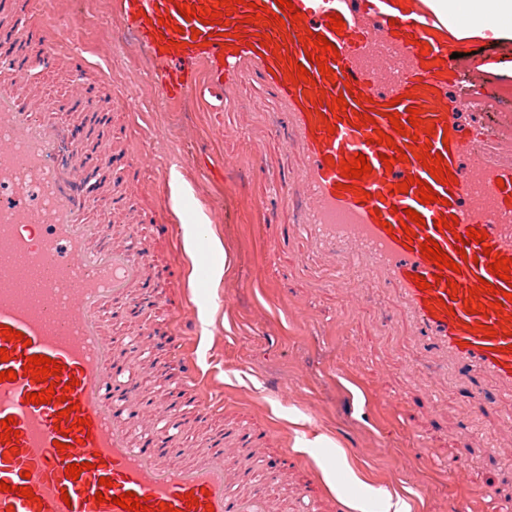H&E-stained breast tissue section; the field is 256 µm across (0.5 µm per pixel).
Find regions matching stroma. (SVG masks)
<instances>
[{"label":"stroma","instance_id":"obj_1","mask_svg":"<svg viewBox=\"0 0 512 512\" xmlns=\"http://www.w3.org/2000/svg\"><path fill=\"white\" fill-rule=\"evenodd\" d=\"M39 12L65 33L56 66L23 49L31 84L45 96L80 85L118 99L127 90L125 63L144 74L154 67L136 43H113L112 0H40ZM74 51L86 59L78 75L67 62ZM241 100L237 111H225L205 87L179 110L154 98L139 111L112 114L116 128L136 134V148L167 145L142 203L171 210L167 180L179 169L193 189L187 208L204 210L229 254L218 288L200 274L168 284L149 304L145 324L122 328L131 337L144 325L163 331L158 342L142 340L141 387L153 386L152 364L174 360V341L183 338L200 367L199 389L216 405L213 426L264 430L263 458L296 454L281 489L286 501L305 491L318 512H353L363 490L338 471L342 455L368 485L398 491L411 512H456L464 495L473 512H489L485 490L512 486V429L503 422L512 393L486 387L481 404L467 379L440 378L415 352L413 330L382 280L356 274L336 293L324 283L329 261L308 254L303 240L282 243L294 220L287 204L271 197L263 208L247 206L267 184L289 181L295 158L282 148L287 129L274 120L273 104L251 88ZM228 125L236 137L225 138ZM197 155L223 162V181L190 165ZM319 435L327 442L314 452L297 449L298 439ZM458 448L470 458L461 480L441 468ZM327 467L337 471V489L324 480Z\"/></svg>","mask_w":512,"mask_h":512}]
</instances>
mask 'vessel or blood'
Masks as SVG:
<instances>
[{
  "label": "vessel or blood",
  "mask_w": 512,
  "mask_h": 512,
  "mask_svg": "<svg viewBox=\"0 0 512 512\" xmlns=\"http://www.w3.org/2000/svg\"><path fill=\"white\" fill-rule=\"evenodd\" d=\"M216 2L112 0V21L130 30L157 62L151 88L168 104L184 103L204 84L220 90L229 105L246 86L271 99L288 121L285 151L297 157L293 179L275 187L297 210L289 235L305 240L314 253L344 259L345 273H379L441 375L458 372L511 391L512 303L504 295L512 293V280L488 269L494 256L512 259V139L483 121L496 106L494 74L477 71L460 96H449L458 84L460 65L452 54L460 46L453 24L429 0H292L288 8L277 0H254L216 24L184 18L178 10ZM261 7L282 17V24H251ZM34 10V0H0V329L24 336L20 342L0 337L9 355L0 372L17 374L0 382V421L14 418L18 432L0 443V481L9 486L0 491V512H124L114 499L129 491L145 500L148 512L164 505L175 512H275L256 473L240 466L259 448L221 438L182 463L187 450L173 437L180 425L172 406L146 412L137 403L119 362L122 342L113 338L105 313L117 299L134 300L146 284L150 256L135 243L109 241L106 217L88 218L82 194L90 167L117 165L140 177L157 157L136 149L112 154L110 99L79 86L67 98L50 100L28 83L16 46L35 41L46 47L47 60L56 58L49 50L52 25L17 23ZM296 11L303 15L298 23ZM333 15L343 19V31L329 29ZM309 31L335 45L337 54L327 61L332 77L308 60L301 38ZM264 35L271 46L261 45ZM299 63L309 79L295 83L289 74ZM339 95L348 109L340 119L326 105ZM389 102L404 124L411 110H420L431 133L415 139L395 133L383 115ZM61 112L96 118L93 160L81 147L85 126L61 125ZM361 114L370 118L362 127L356 124ZM381 133L392 137V145L377 144ZM414 142L442 155L454 183L436 181L413 158L384 165L393 148ZM358 153L367 156L371 173L353 179L352 190H340V165ZM410 177L415 183L408 192H396V184ZM423 184L431 186L436 202H420ZM118 199L132 227L165 221L133 193ZM409 208L423 217L411 237L401 226ZM452 216L458 221L453 230L436 229L437 220ZM471 229L486 232L485 242L469 238ZM429 239L459 262V270L439 269L423 257L420 247ZM438 274L443 282H435ZM419 275L427 289L417 288ZM482 280L496 289L479 296L488 311L468 313L465 301ZM493 301L500 311L490 310ZM487 325L494 337L485 336ZM32 355L60 363L53 381L65 389L64 401H27V394L42 389L24 373ZM81 418L86 424L80 429ZM60 441L65 451L57 450ZM73 463L86 466L75 480L65 475ZM103 477L108 486H100ZM24 486L32 498L20 496Z\"/></svg>",
  "instance_id": "b4317fda"
}]
</instances>
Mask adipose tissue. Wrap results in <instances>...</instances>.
<instances>
[{"label":"adipose tissue","instance_id":"1","mask_svg":"<svg viewBox=\"0 0 512 512\" xmlns=\"http://www.w3.org/2000/svg\"><path fill=\"white\" fill-rule=\"evenodd\" d=\"M435 10L456 23V36L468 40L490 30L493 37L512 38V0H433ZM185 250L202 262L210 282L224 275V248L209 228L202 209H195L190 224L183 227Z\"/></svg>","mask_w":512,"mask_h":512}]
</instances>
